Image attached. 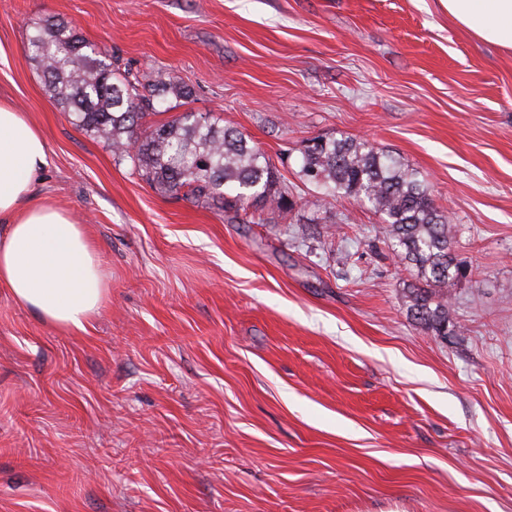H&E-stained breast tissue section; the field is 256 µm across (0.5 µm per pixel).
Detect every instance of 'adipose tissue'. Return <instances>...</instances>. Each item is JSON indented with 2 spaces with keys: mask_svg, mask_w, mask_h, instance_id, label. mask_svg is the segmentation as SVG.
Masks as SVG:
<instances>
[{
  "mask_svg": "<svg viewBox=\"0 0 512 512\" xmlns=\"http://www.w3.org/2000/svg\"><path fill=\"white\" fill-rule=\"evenodd\" d=\"M478 39L512 51V0H442ZM48 163L45 135L0 102V284L46 323L85 330L107 287L84 225L39 194Z\"/></svg>",
  "mask_w": 512,
  "mask_h": 512,
  "instance_id": "1",
  "label": "adipose tissue"
}]
</instances>
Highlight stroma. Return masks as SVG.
Returning <instances> with one entry per match:
<instances>
[{
	"label": "stroma",
	"mask_w": 512,
	"mask_h": 512,
	"mask_svg": "<svg viewBox=\"0 0 512 512\" xmlns=\"http://www.w3.org/2000/svg\"><path fill=\"white\" fill-rule=\"evenodd\" d=\"M75 23L271 159L252 223L151 187L72 125L31 59ZM0 100L43 130V190L107 297L61 331L0 286V512H512V53L441 0H0ZM418 170L455 225L459 335L412 322L382 218L319 200L311 139Z\"/></svg>",
	"instance_id": "stroma-1"
}]
</instances>
